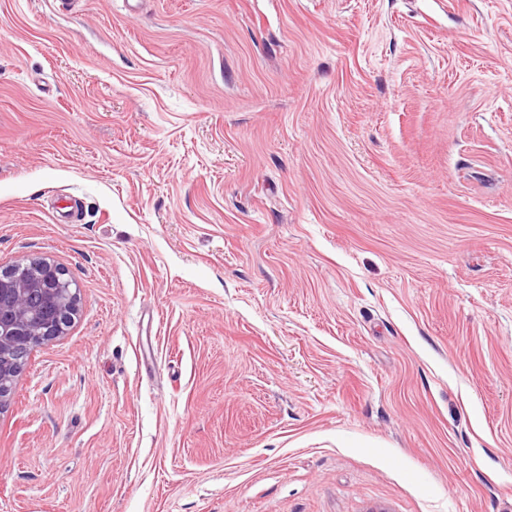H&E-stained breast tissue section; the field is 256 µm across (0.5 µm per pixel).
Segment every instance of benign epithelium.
Returning a JSON list of instances; mask_svg holds the SVG:
<instances>
[{"instance_id":"1","label":"benign epithelium","mask_w":512,"mask_h":512,"mask_svg":"<svg viewBox=\"0 0 512 512\" xmlns=\"http://www.w3.org/2000/svg\"><path fill=\"white\" fill-rule=\"evenodd\" d=\"M77 313V295L64 270L31 258L0 269V408L32 348L61 335Z\"/></svg>"}]
</instances>
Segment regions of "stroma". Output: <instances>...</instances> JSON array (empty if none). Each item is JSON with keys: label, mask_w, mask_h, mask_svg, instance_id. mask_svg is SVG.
Masks as SVG:
<instances>
[{"label": "stroma", "mask_w": 512, "mask_h": 512, "mask_svg": "<svg viewBox=\"0 0 512 512\" xmlns=\"http://www.w3.org/2000/svg\"><path fill=\"white\" fill-rule=\"evenodd\" d=\"M32 257L0 512H512V0H0ZM64 270L31 258L0 269V409L32 348L61 335L77 313V295Z\"/></svg>", "instance_id": "35a3bbf8"}]
</instances>
